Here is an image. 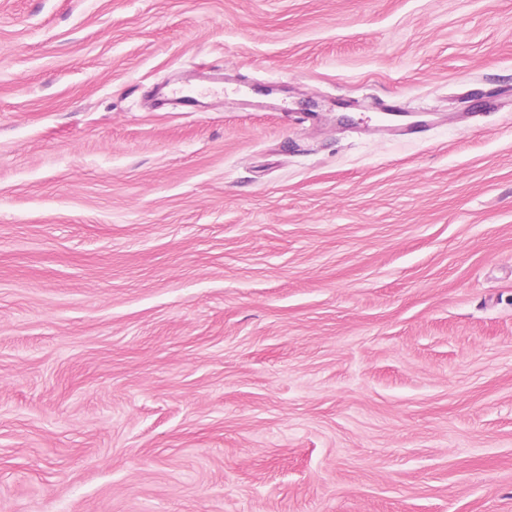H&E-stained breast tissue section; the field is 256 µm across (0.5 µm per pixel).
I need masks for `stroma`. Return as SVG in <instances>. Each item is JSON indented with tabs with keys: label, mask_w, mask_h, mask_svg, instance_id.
I'll return each instance as SVG.
<instances>
[{
	"label": "stroma",
	"mask_w": 512,
	"mask_h": 512,
	"mask_svg": "<svg viewBox=\"0 0 512 512\" xmlns=\"http://www.w3.org/2000/svg\"><path fill=\"white\" fill-rule=\"evenodd\" d=\"M0 512H512V0H0Z\"/></svg>",
	"instance_id": "35a3bbf8"
}]
</instances>
